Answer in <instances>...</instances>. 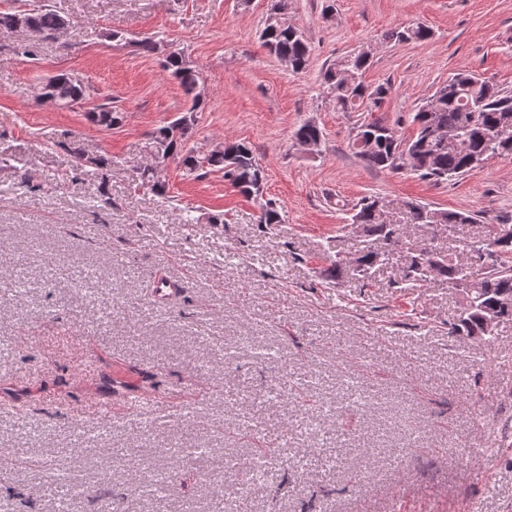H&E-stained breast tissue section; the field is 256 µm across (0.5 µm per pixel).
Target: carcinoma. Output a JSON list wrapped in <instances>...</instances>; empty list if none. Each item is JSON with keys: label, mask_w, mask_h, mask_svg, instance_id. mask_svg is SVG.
<instances>
[{"label": "carcinoma", "mask_w": 512, "mask_h": 512, "mask_svg": "<svg viewBox=\"0 0 512 512\" xmlns=\"http://www.w3.org/2000/svg\"><path fill=\"white\" fill-rule=\"evenodd\" d=\"M290 0H276L261 32L262 45L270 54L284 62L295 73L307 69L311 48L304 34L288 24ZM26 19L27 26L45 37L56 35L62 15L44 0H27L18 10L0 12V30L19 31L17 18ZM430 30L424 26L404 27L386 34L396 42H421L429 39ZM370 57L353 52L328 67L322 76L326 94L344 112H374L389 97L387 84L368 85L363 74ZM162 66L178 80L191 106L175 121L157 128L149 136V144L162 148L171 157L180 152L181 164L190 173L222 171L224 179L240 193L258 195V184L264 182V169L256 159L251 145L235 142L211 151L186 147L188 134L196 123L202 98L199 76L186 62L185 53L174 50L163 58ZM48 94L60 106L71 108L86 99L87 86L73 75L52 79ZM92 121L110 128L119 123L120 115L113 107L101 106L92 113ZM415 134L408 140L398 135L395 127L378 119L363 116L358 119L351 149L368 167L389 171L410 170L422 180L448 182L458 178L491 156L512 157V91L501 89L472 71L455 73L439 86L428 100L411 114ZM297 141L321 139L319 127L306 121L295 131ZM390 202L379 196H365L351 208V221L363 227L369 237H376L383 247L396 244L400 230H392L381 220V213ZM406 223L435 228L437 224H478L476 214L460 210H436L414 202H402ZM486 237L470 238L468 249L477 242L489 250V264L484 269L468 270L454 262L451 256L434 254L439 264L430 259L409 256L405 281L415 288L424 286L433 275L448 281V286L460 296V315L450 324L448 334L468 341L486 342L493 336L487 319L501 315L512 321V218L498 217ZM324 278L335 282L357 271L331 261L323 270Z\"/></svg>", "instance_id": "obj_1"}]
</instances>
